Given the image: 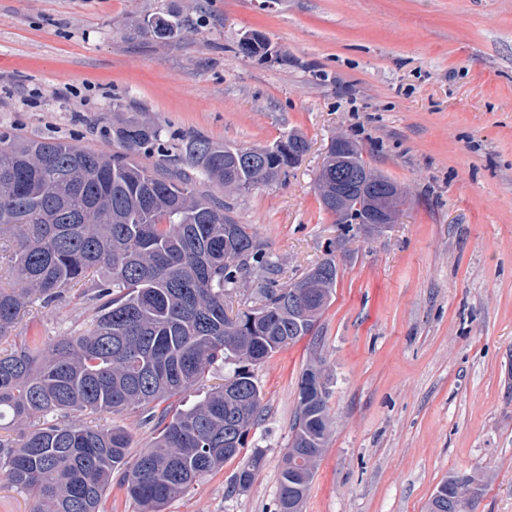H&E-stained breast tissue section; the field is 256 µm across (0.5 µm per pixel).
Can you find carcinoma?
<instances>
[{"mask_svg": "<svg viewBox=\"0 0 512 512\" xmlns=\"http://www.w3.org/2000/svg\"><path fill=\"white\" fill-rule=\"evenodd\" d=\"M152 36L170 39L179 23L152 19ZM250 57L268 53L264 37L240 42ZM119 150L0 134V237H17L9 282L0 283V342L16 331L33 302L49 307L64 289L88 278L95 313L78 336L43 346L15 342L0 350V475L33 495L32 512H99L119 476L141 512H163L205 475L238 457L264 411L250 367L315 333L336 288L329 252L310 273L279 285L264 280L254 305L230 316L226 298L272 262L230 205L199 186L248 192L293 166L278 146L235 148L205 137L169 155L162 128L149 119L112 127ZM342 160L325 156L315 190L334 214L324 177L341 196L338 223L351 229L367 216L366 198L397 190L373 172L356 144ZM106 276L94 280V274ZM233 373L193 405L177 400L217 363ZM327 380L308 366L298 386L293 436L280 471L276 512H302L330 438ZM90 410L134 414L155 436L128 461L131 437L121 427L89 426ZM254 451L235 472L230 492L249 486L262 467ZM487 475H450L427 512H471Z\"/></svg>", "mask_w": 512, "mask_h": 512, "instance_id": "cac0c4a2", "label": "carcinoma"}]
</instances>
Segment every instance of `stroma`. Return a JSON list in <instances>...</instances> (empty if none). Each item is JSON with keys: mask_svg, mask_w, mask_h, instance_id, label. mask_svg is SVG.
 Returning <instances> with one entry per match:
<instances>
[{"mask_svg": "<svg viewBox=\"0 0 512 512\" xmlns=\"http://www.w3.org/2000/svg\"><path fill=\"white\" fill-rule=\"evenodd\" d=\"M176 15L178 37L146 34ZM260 32L265 57L239 50ZM150 117L182 139L309 150L286 176L221 191L284 283L334 252L316 337L253 369L263 464L241 458L164 512H274L298 384L321 361L332 432L302 512H426L451 473L489 479L474 512H512V0H0V133L110 153L112 125ZM406 203L378 234L344 232L314 188L334 137ZM90 288L33 306L18 340L75 335ZM262 462V454L258 450L252 452L233 475L229 488L230 492H236L238 486L249 487L253 483L258 470L262 467Z\"/></svg>", "mask_w": 512, "mask_h": 512, "instance_id": "35a3bbf8", "label": "stroma"}]
</instances>
